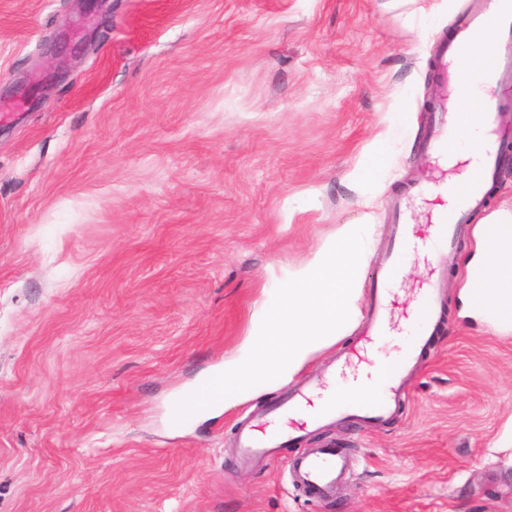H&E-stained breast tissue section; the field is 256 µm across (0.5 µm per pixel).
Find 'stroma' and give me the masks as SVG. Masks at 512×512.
I'll use <instances>...</instances> for the list:
<instances>
[{
	"label": "stroma",
	"mask_w": 512,
	"mask_h": 512,
	"mask_svg": "<svg viewBox=\"0 0 512 512\" xmlns=\"http://www.w3.org/2000/svg\"><path fill=\"white\" fill-rule=\"evenodd\" d=\"M468 0H0V512H512V331L463 313L475 229L512 213V164L448 257L445 321L398 415L303 446L354 450L327 501L283 459L238 467L234 425L286 387L174 426L237 356L269 289L415 178L449 88L432 66ZM79 56L50 58L60 33ZM407 115L373 184L358 174ZM431 273L411 257L390 354Z\"/></svg>",
	"instance_id": "stroma-1"
}]
</instances>
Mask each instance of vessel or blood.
<instances>
[{
	"instance_id": "obj_1",
	"label": "vessel or blood",
	"mask_w": 512,
	"mask_h": 512,
	"mask_svg": "<svg viewBox=\"0 0 512 512\" xmlns=\"http://www.w3.org/2000/svg\"><path fill=\"white\" fill-rule=\"evenodd\" d=\"M488 35L495 37L500 51L488 65L474 67L469 52ZM434 64L445 74L450 96L434 107L425 151L432 158L445 159L455 156L464 145L477 162L464 180L416 181L389 202L395 224L376 260L359 343L337 353L327 367L326 379L301 378L264 412L238 421L234 456L240 464L278 457L289 443L300 441L303 431L329 425L339 418L356 417L375 425L390 419L398 409L409 375L420 365L443 320L439 278L446 271L444 257L455 248L468 216L484 207V188L497 177L501 165L496 136L500 129L512 126V113L504 111L493 93L499 84L512 80V0H473L455 38L440 43ZM475 98L481 101L485 132L465 145L459 136V118ZM426 195L438 201L429 224V238L424 241L430 247L435 277L422 289L408 315L409 338L397 357L374 363L360 386L335 391L332 381L344 378L361 345L375 344L388 334L387 315L393 305L394 289L405 263L424 243L408 222V207L412 200ZM354 467L349 449L333 444L296 455L288 471L292 481L311 498L327 500L349 481Z\"/></svg>"
}]
</instances>
